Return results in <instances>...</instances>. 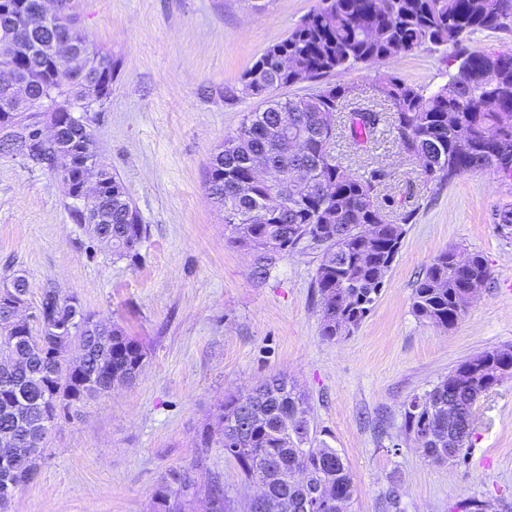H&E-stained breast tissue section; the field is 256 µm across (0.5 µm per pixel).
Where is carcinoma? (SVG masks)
I'll return each mask as SVG.
<instances>
[{"label": "carcinoma", "instance_id": "obj_1", "mask_svg": "<svg viewBox=\"0 0 512 512\" xmlns=\"http://www.w3.org/2000/svg\"><path fill=\"white\" fill-rule=\"evenodd\" d=\"M512 0H320L282 41L269 46L240 78L242 93L261 100L245 115L238 130L224 139L213 155L207 189L224 213L231 242L254 257V273L264 276L278 260L298 248H320L314 288L322 313V336L339 340L354 333L370 312L386 274L399 254L412 219L381 223L377 202L383 173L358 175L336 158L337 114L346 109L349 91L328 85L315 95L279 98L274 91L296 80H320L381 64L454 42L456 65L447 80L432 87L415 86L392 73L380 76L379 88L392 112L364 109L349 118L355 143L387 129L400 152L424 154L430 181H450L474 171L494 170L512 176V51L488 52L467 45L472 36L507 26ZM73 34L72 44L84 49L88 40L70 13L69 0H58L51 22L33 12L16 49L0 46V72L11 58L32 80L30 104L16 107L4 100L0 87V150L31 161L63 183L77 182L81 173L83 140L94 142L89 125L72 132L75 147L62 158L41 141L47 113L35 102L52 95L70 103L90 87L99 88L97 108L112 94V58L74 71L49 55L41 45ZM263 157L268 170L255 171ZM101 193L88 200L100 223L89 237L112 248L116 259H135L146 238L147 225L121 179L98 163ZM279 198L269 208L272 198ZM457 249L439 253L417 281L412 295L414 314L446 329L465 314L463 297L473 284L485 287L490 268L478 252L468 256L464 271L453 267ZM29 289L27 278L12 273L0 278V303L9 289ZM73 296L50 288L40 308L57 324H69L64 337L44 330L28 340L19 338L14 322L0 312V431L10 430L35 445V455L23 463L10 462L13 490L32 483L43 457V442L61 418L78 411L88 400L136 381L146 359L143 346L118 323H104L86 313L69 322ZM87 347L85 362L74 366L65 353L72 343ZM512 372V348L484 351L469 358L432 388L413 396L404 408L405 435L436 464L463 463L472 446L471 403L486 387H494ZM27 403L28 414L15 422L5 397ZM230 395L216 413L224 453L238 464L245 479L266 482L269 496L297 512L305 497L313 512H347L355 493L349 466L339 450L310 435L304 397L281 376H273L246 395L249 429H241L237 403ZM466 436L464 447L448 459V425ZM437 433L423 439L427 429ZM303 472L301 484L288 481V469ZM208 495L214 512H256L253 500L239 505L218 487ZM179 493L161 488L154 512H185Z\"/></svg>", "mask_w": 512, "mask_h": 512}]
</instances>
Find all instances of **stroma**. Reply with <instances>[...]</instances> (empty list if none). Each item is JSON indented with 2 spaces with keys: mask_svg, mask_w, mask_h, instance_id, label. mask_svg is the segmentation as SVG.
Masks as SVG:
<instances>
[{
  "mask_svg": "<svg viewBox=\"0 0 512 512\" xmlns=\"http://www.w3.org/2000/svg\"><path fill=\"white\" fill-rule=\"evenodd\" d=\"M89 40L111 55L112 94L87 119L102 160L125 184L148 228L137 261L114 259L70 215L49 171L0 153V276L77 295L97 318L120 323L147 353L135 384L87 401L52 430L38 474L9 512H153L161 487L192 486L186 512H209L207 491L253 495L235 460L199 445L229 395L286 375L309 405L317 439L341 451L353 474L351 512H456L472 499L512 503V375L475 405L464 463L429 462L407 439L403 405L461 361L512 347V180L484 170L427 181L390 135L351 145L337 125L332 151L360 174H384L379 203L407 211L400 253L373 309L347 338L321 334L312 288L319 251L291 253L265 277L230 241L206 191L210 159L258 99L240 77L317 0H70ZM454 45L401 55L384 67L334 75L350 108H382L380 73L437 85ZM481 253L492 276L455 326L416 317L418 277L442 250Z\"/></svg>",
  "mask_w": 512,
  "mask_h": 512,
  "instance_id": "stroma-1",
  "label": "stroma"
}]
</instances>
